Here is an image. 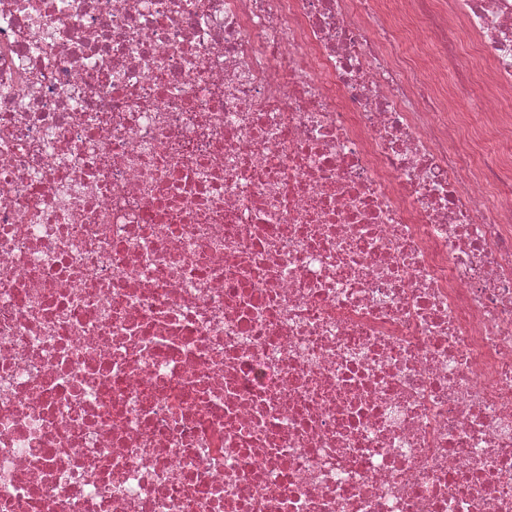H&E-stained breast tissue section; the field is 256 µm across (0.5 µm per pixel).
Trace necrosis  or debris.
I'll use <instances>...</instances> for the list:
<instances>
[{"mask_svg": "<svg viewBox=\"0 0 512 512\" xmlns=\"http://www.w3.org/2000/svg\"><path fill=\"white\" fill-rule=\"evenodd\" d=\"M511 100L512 0H0V512H512Z\"/></svg>", "mask_w": 512, "mask_h": 512, "instance_id": "obj_1", "label": "necrosis or debris"}]
</instances>
